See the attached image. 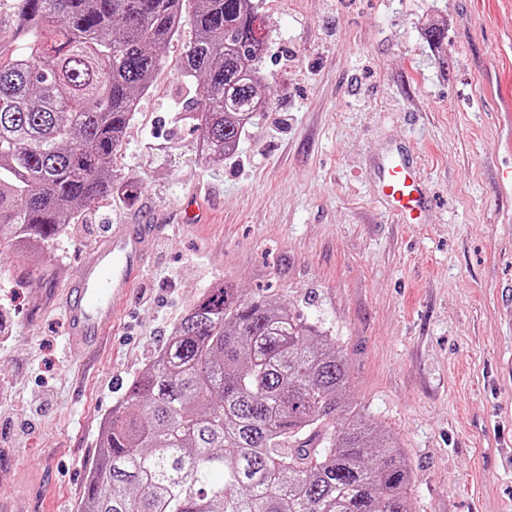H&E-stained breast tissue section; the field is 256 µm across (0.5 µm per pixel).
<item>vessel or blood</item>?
Listing matches in <instances>:
<instances>
[{"instance_id":"1","label":"vessel or blood","mask_w":512,"mask_h":512,"mask_svg":"<svg viewBox=\"0 0 512 512\" xmlns=\"http://www.w3.org/2000/svg\"><path fill=\"white\" fill-rule=\"evenodd\" d=\"M375 192L402 223H420L426 196L408 152L398 150L386 157ZM206 217L202 198L190 193L175 214L156 211L147 223L120 225L90 251L71 272L62 295L72 352L91 355L105 336L117 313V301L129 294L145 266L150 240L170 224H202Z\"/></svg>"}]
</instances>
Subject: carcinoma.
I'll return each mask as SVG.
<instances>
[{"label":"carcinoma","instance_id":"cac0c4a2","mask_svg":"<svg viewBox=\"0 0 512 512\" xmlns=\"http://www.w3.org/2000/svg\"><path fill=\"white\" fill-rule=\"evenodd\" d=\"M185 0H0V254L36 251L120 183L114 157ZM185 119L232 155L268 106L259 0H194ZM336 337L217 284L98 440L80 512H411L397 440L345 401Z\"/></svg>","mask_w":512,"mask_h":512}]
</instances>
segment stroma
Listing matches in <instances>:
<instances>
[{
    "label": "stroma",
    "instance_id": "1",
    "mask_svg": "<svg viewBox=\"0 0 512 512\" xmlns=\"http://www.w3.org/2000/svg\"><path fill=\"white\" fill-rule=\"evenodd\" d=\"M270 105L223 160L173 126L191 26L162 50L115 167L129 201L85 206L37 253L0 258V492L79 512L100 428L217 283L288 304L335 336L348 399L415 472L412 512H512V0H263ZM444 30L433 41L431 28ZM412 143L423 223L374 195ZM206 195L208 224L153 238L90 361L58 293L120 224Z\"/></svg>",
    "mask_w": 512,
    "mask_h": 512
}]
</instances>
